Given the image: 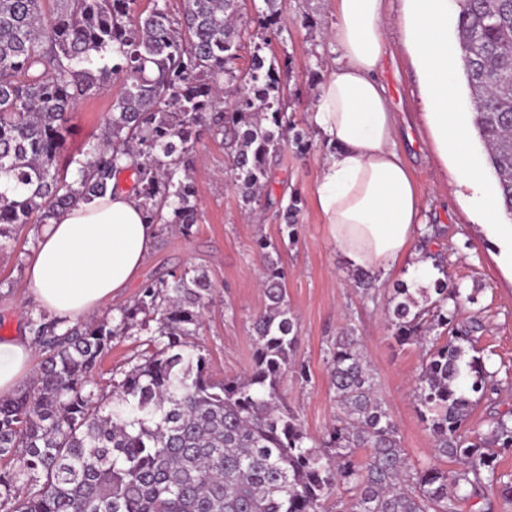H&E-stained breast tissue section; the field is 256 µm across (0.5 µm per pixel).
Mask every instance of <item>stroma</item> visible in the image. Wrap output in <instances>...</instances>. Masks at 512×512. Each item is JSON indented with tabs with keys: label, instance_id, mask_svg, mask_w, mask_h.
<instances>
[{
	"label": "stroma",
	"instance_id": "stroma-1",
	"mask_svg": "<svg viewBox=\"0 0 512 512\" xmlns=\"http://www.w3.org/2000/svg\"><path fill=\"white\" fill-rule=\"evenodd\" d=\"M386 8L391 22L384 36L379 79L395 105L397 139L423 202V221L438 227L428 250L441 256L449 284L473 295V303L461 309L459 317L482 321L480 348L490 352L494 367H512V228L488 226L472 204L473 196L496 193L476 136H469L468 148L478 168L479 185H469L456 160L445 159L438 149L423 114L417 67L406 42L404 4L388 0ZM265 9L264 0L241 2L238 66L248 68L257 51L266 61L281 63L289 132L301 135L308 147L302 152L292 144L285 147L275 168V182L257 204L248 207L231 185V154L208 132H200L192 175L201 221L188 236L158 226L142 281L185 268L204 273L213 293L195 342L208 358L215 379L246 377L252 367V321L266 306L260 285L263 266L254 242L266 237L280 248L286 297L298 318V354L308 377L303 380L288 373L281 391L304 430L311 437H322L336 415L326 357L332 339L351 326L376 373L410 462H434L449 468V460L436 454L434 441L417 414L414 379L421 352L415 345L398 344L383 316L386 300L397 284H415L417 257H407L394 275L371 290L355 288L352 268L315 204L328 147L312 125L310 113L317 87L334 58L330 43L336 25L333 0H279V17L287 30L259 50L255 47L257 19ZM119 90V85H112L78 105L65 134L66 153H78L89 138L100 133ZM292 203L299 212L296 233L291 236L281 213ZM38 234V225L28 224L13 229L0 246L1 340L29 338L27 320L42 311L25 281ZM150 337V331L137 328L116 337L95 381L106 384L112 373L129 369L133 357L151 350Z\"/></svg>",
	"mask_w": 512,
	"mask_h": 512
}]
</instances>
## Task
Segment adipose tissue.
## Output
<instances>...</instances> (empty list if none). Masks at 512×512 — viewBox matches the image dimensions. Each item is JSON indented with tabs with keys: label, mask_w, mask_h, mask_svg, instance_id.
I'll return each instance as SVG.
<instances>
[{
	"label": "adipose tissue",
	"mask_w": 512,
	"mask_h": 512,
	"mask_svg": "<svg viewBox=\"0 0 512 512\" xmlns=\"http://www.w3.org/2000/svg\"><path fill=\"white\" fill-rule=\"evenodd\" d=\"M404 3L407 41L439 148L451 150L463 173L476 179L467 149L471 117L455 105L460 63L448 52V0ZM334 5L337 57L311 112L329 148L315 202L351 266L382 282L411 254L423 223L422 200L398 147L393 103L378 79L390 22L386 0ZM155 235L134 195L113 182L103 198L41 226L26 269L33 299L64 321L91 314L138 280ZM31 355L25 340H0L1 398L14 394Z\"/></svg>",
	"instance_id": "adipose-tissue-1"
}]
</instances>
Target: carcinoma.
Segmentation results:
<instances>
[{
  "instance_id": "obj_1",
  "label": "carcinoma",
  "mask_w": 512,
  "mask_h": 512,
  "mask_svg": "<svg viewBox=\"0 0 512 512\" xmlns=\"http://www.w3.org/2000/svg\"><path fill=\"white\" fill-rule=\"evenodd\" d=\"M140 2L0 0V239L93 202L127 171L146 223L192 234L202 128L232 153L244 204L267 187L270 159L288 145L286 101L274 63L255 54L247 72L236 67L238 0H182L177 19L168 0ZM457 32L472 125L512 219V0H460ZM117 78L100 134L60 163L73 111ZM255 246L267 306L242 380H212L192 342L213 292L195 269L146 283L117 325L28 320L41 362L32 383L0 398V512H324L333 499L342 512H512V474L499 468L512 454V411L493 412L482 434L469 428L475 407L512 382V371L488 368L480 321L458 319L472 297L437 280L402 283L388 301L393 338L423 352L420 421L454 463L415 466L349 332L328 348L337 414L324 436L282 403L288 370L307 372L284 271L272 243ZM151 322L155 351L111 379L107 397L93 374L113 339Z\"/></svg>"
}]
</instances>
